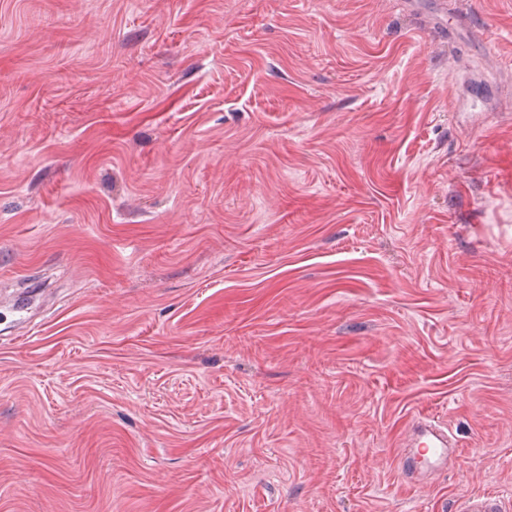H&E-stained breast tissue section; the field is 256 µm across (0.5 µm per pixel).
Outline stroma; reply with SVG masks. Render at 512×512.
<instances>
[{
	"instance_id": "35a3bbf8",
	"label": "stroma",
	"mask_w": 512,
	"mask_h": 512,
	"mask_svg": "<svg viewBox=\"0 0 512 512\" xmlns=\"http://www.w3.org/2000/svg\"><path fill=\"white\" fill-rule=\"evenodd\" d=\"M457 442L411 482L414 421ZM512 502V0H0V512Z\"/></svg>"
}]
</instances>
